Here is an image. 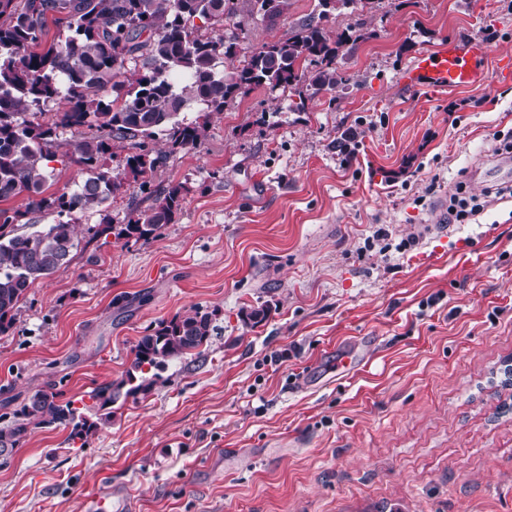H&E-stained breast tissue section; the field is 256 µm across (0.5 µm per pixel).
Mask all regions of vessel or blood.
<instances>
[{
  "mask_svg": "<svg viewBox=\"0 0 512 512\" xmlns=\"http://www.w3.org/2000/svg\"><path fill=\"white\" fill-rule=\"evenodd\" d=\"M505 79L512 78V58H492L489 44L482 40H452L422 53L403 76L406 86L433 91H454L483 85L489 69Z\"/></svg>",
  "mask_w": 512,
  "mask_h": 512,
  "instance_id": "b4317fda",
  "label": "vessel or blood"
}]
</instances>
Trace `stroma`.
Instances as JSON below:
<instances>
[{"label":"stroma","instance_id":"35a3bbf8","mask_svg":"<svg viewBox=\"0 0 512 512\" xmlns=\"http://www.w3.org/2000/svg\"><path fill=\"white\" fill-rule=\"evenodd\" d=\"M319 11L290 0L224 31L247 54ZM357 18L333 95L260 86L188 110L203 143L109 208L126 223L180 183L173 223L128 242L82 218L71 262L31 288L0 335V415L39 391L88 400L159 321L198 307L217 328L148 393L88 410L85 444L34 429L0 462V512H83L105 483L132 512H512V193L493 170L512 80L401 83L451 39L512 54V0H361L327 27ZM463 179L480 211L440 238L435 206Z\"/></svg>","mask_w":512,"mask_h":512}]
</instances>
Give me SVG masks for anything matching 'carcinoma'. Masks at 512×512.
Wrapping results in <instances>:
<instances>
[{"instance_id":"1","label":"carcinoma","mask_w":512,"mask_h":512,"mask_svg":"<svg viewBox=\"0 0 512 512\" xmlns=\"http://www.w3.org/2000/svg\"><path fill=\"white\" fill-rule=\"evenodd\" d=\"M350 2L319 0L318 16L302 20L293 37L265 43L241 60L238 36L224 33V18L279 17L288 0H0V202L25 197L21 208H0V334L12 329L30 288L70 261L82 216H99L98 235L114 232L138 242L160 236L182 210L184 187L172 185L115 228L108 208L124 183L106 165L113 143L135 149L124 172L145 187L175 149L204 141L207 122L180 119L192 107L222 112L228 100L261 85L306 81L314 96L333 91L342 80L335 61L345 34L331 38L325 21ZM197 18L207 23L206 32ZM50 22L63 29L52 41ZM306 63L316 67L309 78ZM62 100L67 107L50 122L37 121L46 104ZM83 127L94 132L74 143L79 179L44 195L59 132ZM160 135L168 149L148 147ZM48 217L51 223H41ZM22 222L30 231H4ZM213 331V313L199 309L159 322L138 339L125 378L95 390L92 399L105 408L147 392L170 363L202 347ZM0 420L4 460V450L17 448L33 427L67 429L70 441L98 429L74 402L44 391Z\"/></svg>"}]
</instances>
